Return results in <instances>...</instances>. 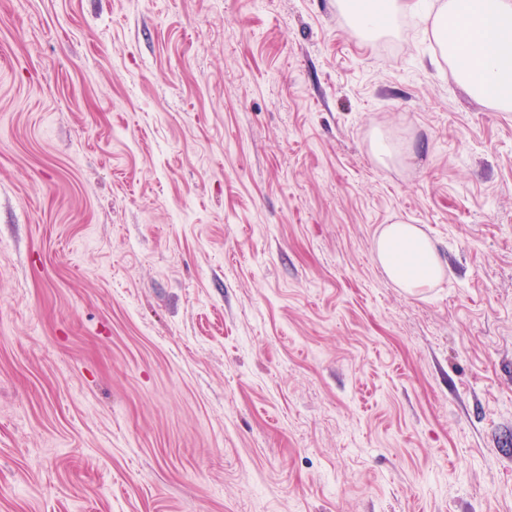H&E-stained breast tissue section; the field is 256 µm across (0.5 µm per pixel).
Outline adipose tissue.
<instances>
[{"mask_svg": "<svg viewBox=\"0 0 512 512\" xmlns=\"http://www.w3.org/2000/svg\"><path fill=\"white\" fill-rule=\"evenodd\" d=\"M354 34L388 33L415 0H336ZM432 32L441 60L471 95L512 112V0H434ZM375 259L407 292L428 288L444 274L434 243L414 224L395 221L375 243Z\"/></svg>", "mask_w": 512, "mask_h": 512, "instance_id": "adipose-tissue-1", "label": "adipose tissue"}]
</instances>
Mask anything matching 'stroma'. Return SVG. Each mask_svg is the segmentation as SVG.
<instances>
[{"mask_svg":"<svg viewBox=\"0 0 512 512\" xmlns=\"http://www.w3.org/2000/svg\"><path fill=\"white\" fill-rule=\"evenodd\" d=\"M438 53L336 0H0V512H512V112ZM375 260L399 287L408 293L428 288L444 274L436 246L415 224H388L375 243Z\"/></svg>","mask_w":512,"mask_h":512,"instance_id":"stroma-1","label":"stroma"}]
</instances>
